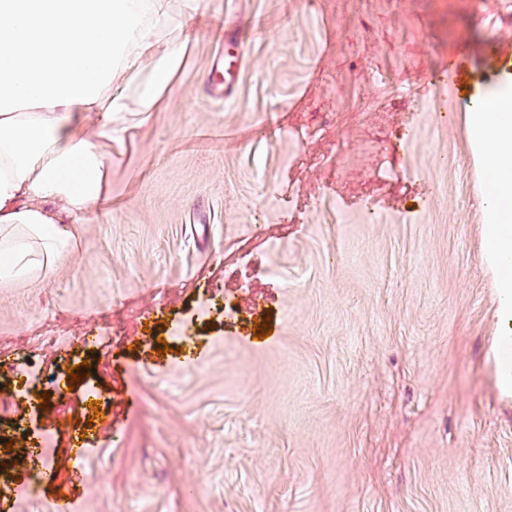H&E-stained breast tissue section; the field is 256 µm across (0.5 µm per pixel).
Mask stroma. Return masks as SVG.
<instances>
[{"label":"stroma","instance_id":"35a3bbf8","mask_svg":"<svg viewBox=\"0 0 512 512\" xmlns=\"http://www.w3.org/2000/svg\"><path fill=\"white\" fill-rule=\"evenodd\" d=\"M493 2L203 0L182 28L171 0L185 53L108 201L44 202L67 256L0 286V512H512L479 168L430 109L449 60L496 83ZM225 44H227V50L224 56V84L217 81L210 87L211 96L218 100H229L234 97L235 84L242 63L239 44L231 40ZM54 446V438L51 434L46 433L41 436L39 447L41 455L39 464L31 470L29 481L20 489L21 496L32 498L40 485L43 474L50 469L51 466V448Z\"/></svg>","mask_w":512,"mask_h":512}]
</instances>
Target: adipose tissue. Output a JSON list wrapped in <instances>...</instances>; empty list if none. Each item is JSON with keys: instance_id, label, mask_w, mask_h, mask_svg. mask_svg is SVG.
<instances>
[{"instance_id": "obj_1", "label": "adipose tissue", "mask_w": 512, "mask_h": 512, "mask_svg": "<svg viewBox=\"0 0 512 512\" xmlns=\"http://www.w3.org/2000/svg\"><path fill=\"white\" fill-rule=\"evenodd\" d=\"M170 0H0V284L48 275L70 233L37 208L79 215L108 194L106 139L154 111L185 44L164 36ZM136 98H128L127 88ZM97 113L102 142L83 132ZM478 157L483 261L497 305L492 358L512 399V91L487 86L466 115Z\"/></svg>"}]
</instances>
